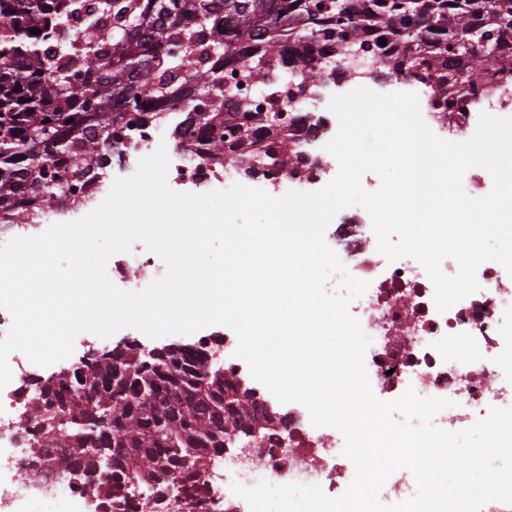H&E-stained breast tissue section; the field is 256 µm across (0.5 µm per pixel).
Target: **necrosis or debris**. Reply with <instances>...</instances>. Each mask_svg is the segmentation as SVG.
I'll list each match as a JSON object with an SVG mask.
<instances>
[{"instance_id": "obj_1", "label": "necrosis or debris", "mask_w": 512, "mask_h": 512, "mask_svg": "<svg viewBox=\"0 0 512 512\" xmlns=\"http://www.w3.org/2000/svg\"><path fill=\"white\" fill-rule=\"evenodd\" d=\"M446 100L456 102L454 112L437 111V103ZM506 102L512 103V79L497 78L474 95L456 85L442 86L422 101L421 109L439 137L464 141L474 134L480 113L496 114ZM169 159L168 178L178 186L197 187L222 176L181 148ZM325 238L347 272L370 283L349 311L371 339L365 364L377 398L392 401L411 389L422 397L452 399L454 407L435 418L449 431L470 427L489 407L512 405V277L500 264L483 263L477 272L480 291L441 313L433 303V285L416 260L391 262L377 252L363 209L340 211ZM165 271L155 254L143 248L115 254L107 263L111 281L128 291L142 290ZM453 343L465 345L466 355L450 354ZM9 363L13 380L0 391V500L62 502L68 512H81L94 498L96 485L73 488L69 472L57 463L61 449L36 446L40 425L31 402L40 368L16 353ZM273 412L271 433H229L216 467L196 468L178 479L194 512H249L247 503L230 491L235 481L247 486L262 480L317 484L333 498L345 492L355 469L343 454V435L332 427H313L297 403L276 405Z\"/></svg>"}]
</instances>
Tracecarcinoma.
Returning <instances> with one entry per match:
<instances>
[{
	"instance_id": "cac0c4a2",
	"label": "carcinoma",
	"mask_w": 512,
	"mask_h": 512,
	"mask_svg": "<svg viewBox=\"0 0 512 512\" xmlns=\"http://www.w3.org/2000/svg\"><path fill=\"white\" fill-rule=\"evenodd\" d=\"M186 14L194 25L178 22ZM511 32L512 0H0V224H30L58 194L96 181L122 155L121 104L154 124L144 100L179 103L188 91L187 111L201 116L196 156L299 177L296 126L315 125L276 117L285 100L336 81L324 44L377 55L376 79L474 95ZM232 49L239 68L224 72ZM206 354L179 345L147 358L131 343L82 358L55 382L38 379L42 445L63 437L62 466L82 484L107 469L112 491L98 502L119 507L115 493L143 492L150 506L149 494L163 497L200 456L224 452L229 429L268 430L267 412L236 411L250 391L224 365L203 366Z\"/></svg>"
}]
</instances>
